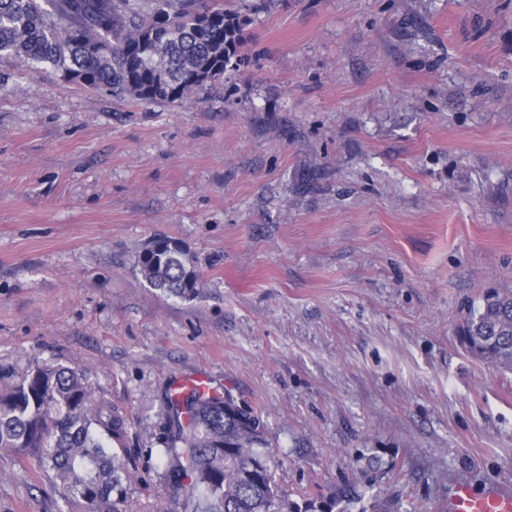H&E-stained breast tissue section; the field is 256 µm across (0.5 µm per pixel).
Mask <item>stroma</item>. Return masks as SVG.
I'll use <instances>...</instances> for the list:
<instances>
[{
	"label": "stroma",
	"instance_id": "35a3bbf8",
	"mask_svg": "<svg viewBox=\"0 0 512 512\" xmlns=\"http://www.w3.org/2000/svg\"><path fill=\"white\" fill-rule=\"evenodd\" d=\"M228 0L248 66L179 104L0 60V367L86 373L159 512L173 380L259 416L294 501L445 512L512 483V371L457 330L512 288V0ZM169 238L193 296L151 287ZM0 512H84L0 453ZM138 263L148 283L163 293L188 297L196 288V270L188 266L183 250L172 240L154 241Z\"/></svg>",
	"mask_w": 512,
	"mask_h": 512
}]
</instances>
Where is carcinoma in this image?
I'll return each mask as SVG.
<instances>
[{"label": "carcinoma", "mask_w": 512, "mask_h": 512, "mask_svg": "<svg viewBox=\"0 0 512 512\" xmlns=\"http://www.w3.org/2000/svg\"><path fill=\"white\" fill-rule=\"evenodd\" d=\"M247 18L224 0H0V58L47 64L95 91L141 102L180 103L244 61ZM148 283L188 297L196 270L169 239L140 256ZM468 349L512 370V289L488 288L461 325ZM124 421L94 398L85 374L35 364L0 367V451L52 471L68 504L117 512L129 480L104 438ZM161 456L166 477L190 512H333L336 502L299 504L275 480L258 416L228 396L196 389L168 399Z\"/></svg>", "instance_id": "obj_1"}]
</instances>
